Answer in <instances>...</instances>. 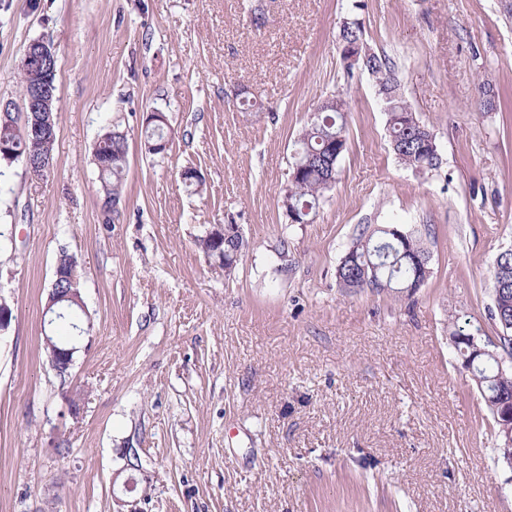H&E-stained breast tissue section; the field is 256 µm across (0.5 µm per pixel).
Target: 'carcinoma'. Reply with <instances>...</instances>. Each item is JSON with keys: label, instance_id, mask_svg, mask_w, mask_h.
<instances>
[{"label": "carcinoma", "instance_id": "obj_1", "mask_svg": "<svg viewBox=\"0 0 512 512\" xmlns=\"http://www.w3.org/2000/svg\"><path fill=\"white\" fill-rule=\"evenodd\" d=\"M371 73L377 79L379 91L392 92L386 102L391 107L388 113L390 144L397 159L418 172H429L439 167V158L430 154L425 140L433 132L422 123L404 100L399 85L386 57L373 55ZM343 102L331 98L314 113L310 124L302 131L298 140L299 148L294 164L302 169L300 178L288 184V196L296 212L292 222L303 224L310 216L323 194L329 190L327 177L330 169L337 168L339 159L331 156L329 147L333 144L344 148L347 144V122L342 112ZM174 129L164 123L146 125L144 146H152L151 155L166 152L172 140ZM0 140L15 147L16 154H0V160L9 162L25 161L28 153L53 159L55 134L38 142L24 141L21 133L0 122ZM128 139L112 138V130L105 131L94 147L93 156L105 194L104 205L119 200L121 186L128 167ZM197 249L210 265L230 273L239 264L247 249L243 237L233 238V250L229 253L219 249L212 234H205L195 240ZM346 261L338 266L336 278L349 293L366 289L377 294L392 293L396 296L411 294L429 278L430 265L422 266L418 259H431L430 252L421 238L413 232L398 239L385 227L362 231L346 254ZM494 307L491 318L502 329L498 348L479 356L471 357L467 337L477 336L481 328L472 331L459 329L454 335L459 340L454 347L462 359V367L471 373L473 381L492 416L495 432L501 436L512 426V419L505 411L512 408V370H500V362L512 360V250H504L495 258L491 274ZM62 316L57 318L55 327L73 337L82 323V307L73 299L60 301Z\"/></svg>", "mask_w": 512, "mask_h": 512}]
</instances>
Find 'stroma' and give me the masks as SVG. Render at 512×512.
I'll return each mask as SVG.
<instances>
[{
	"label": "stroma",
	"mask_w": 512,
	"mask_h": 512,
	"mask_svg": "<svg viewBox=\"0 0 512 512\" xmlns=\"http://www.w3.org/2000/svg\"><path fill=\"white\" fill-rule=\"evenodd\" d=\"M386 56L440 164L396 159L343 18ZM58 56L53 167L0 163V512H512V468L450 336L490 318L512 248V16L499 0H0V97L29 41ZM347 104L335 185L305 224L282 205L293 144ZM176 130L141 148L147 113ZM129 168L104 208L97 139ZM204 181L193 193L181 175ZM238 225L232 275L196 237ZM419 230L411 296L346 294L361 228ZM93 323L67 381L44 347L60 250ZM66 452H58L59 442Z\"/></svg>",
	"instance_id": "35a3bbf8"
}]
</instances>
